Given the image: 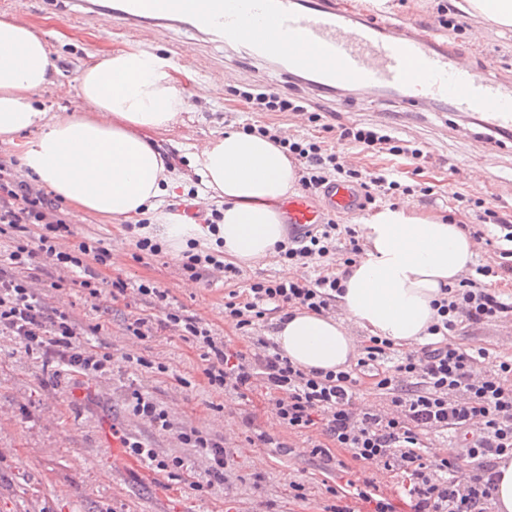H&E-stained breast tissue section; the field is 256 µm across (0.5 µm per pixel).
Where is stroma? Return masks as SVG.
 Segmentation results:
<instances>
[{
    "label": "stroma",
    "instance_id": "35a3bbf8",
    "mask_svg": "<svg viewBox=\"0 0 512 512\" xmlns=\"http://www.w3.org/2000/svg\"><path fill=\"white\" fill-rule=\"evenodd\" d=\"M25 10L31 25L53 50L60 71L55 85L42 94L39 106L67 112L80 106L76 77L94 55L113 50L145 48L168 60L187 99V107L169 129L150 138L185 186L199 177L190 155L213 134L239 130L244 124L274 122L301 135L318 134V127L299 126L287 113L248 112L224 79L236 67L239 83L255 80L247 44L225 50L219 38L204 31L189 37L180 25L144 30L118 25L104 0H0V15ZM469 26H482L468 17ZM484 38L473 47L471 61L490 74L512 77V33L482 26ZM313 103L338 115L340 122L381 123L393 135L423 142L431 159L421 173L403 159L366 155L371 169H394L395 179L433 186L428 197L413 198L418 209L452 213L464 224L477 220L455 194L492 202L512 220V148L477 146L478 127L467 112H405L393 101L374 98L355 87L339 95L318 93ZM464 171L463 182L448 178L449 166ZM77 238L99 240L109 250L107 264L96 265L99 294L86 298L78 289L56 287L59 270H50L36 289L48 307L73 312L83 329H94L90 341L112 354V371L101 377L61 376L51 381L37 356L25 353L13 337L0 334V512H327L334 504L328 493L335 484L318 459L304 450L301 436L288 432L262 396L244 405L229 391L207 387L199 349L180 340L175 331L160 329L141 343L133 342L127 320L143 303L137 288L153 283L167 290L166 307H181L200 317L213 334L236 348L248 340L224 318L223 281L194 282L179 269V251L164 247L157 257L140 255L121 222L68 208ZM130 290L126 303H113L109 291L115 278ZM460 346L480 345L491 356L512 348V320L474 329L460 326L453 336ZM140 391L164 409L171 423L164 431L133 416L132 391ZM253 426H245L247 413ZM193 428L221 436L231 455L224 477L212 479L205 455L180 443V431ZM265 433L285 445L276 451L257 439ZM122 436L155 449L159 459L182 458V480L146 467L137 458L123 469L112 464V438ZM303 485L295 497L294 485Z\"/></svg>",
    "mask_w": 512,
    "mask_h": 512
}]
</instances>
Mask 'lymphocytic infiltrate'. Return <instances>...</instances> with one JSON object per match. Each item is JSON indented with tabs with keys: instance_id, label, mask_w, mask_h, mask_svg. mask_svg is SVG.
<instances>
[{
	"instance_id": "obj_1",
	"label": "lymphocytic infiltrate",
	"mask_w": 512,
	"mask_h": 512,
	"mask_svg": "<svg viewBox=\"0 0 512 512\" xmlns=\"http://www.w3.org/2000/svg\"><path fill=\"white\" fill-rule=\"evenodd\" d=\"M236 94L247 111L288 112L320 124L322 136L306 138L266 125L245 126L246 131L268 137L284 149L310 197H318L334 182L350 184L367 206L382 195L411 194V187L386 174L350 163L343 151L347 145L363 153L402 157L418 168L429 161L430 154L421 143L393 136L387 126L324 122L305 97L284 96L259 83L242 85ZM14 164V159L0 156V236L11 242L9 252L0 253V334L14 336L26 352L39 355L43 367L54 376L102 374L112 366L111 353L86 342L69 313L49 310L34 285L51 265L73 270L69 285L97 295L84 258L93 255L103 265L109 253L98 240L61 250L60 240L73 234L69 218L42 187L19 179ZM474 205L480 228L473 238L492 247L496 261L476 266L454 287L444 288L443 298L433 303L437 320L427 328L429 342L401 357L396 365L387 363L392 341L372 336L357 369L306 371L283 356L274 341L253 334L256 326L273 315L284 322L296 310L323 316L333 312L345 292V270L362 257L364 248L355 228L340 226L332 218L277 247L280 260L292 267L321 261L316 277L254 281L245 292H229L224 317L241 336L251 339L253 355L233 348L223 337L213 335L200 318L180 308L167 309L161 320L137 311L127 330L140 340L151 337L157 326L176 330L183 342L200 349L203 375L210 387L232 390L245 401L256 389H264L280 423L288 431L307 434L309 456L319 459L327 472L343 475L342 485L330 489L337 503L329 512H354L350 505L354 499L368 504V512H396L394 504L381 495L375 478L358 482L345 477L346 466L337 457L341 450L398 478L399 493L408 498L411 512H491L496 462L512 457V360L485 368L486 348L464 350L450 337L464 323L478 326L512 318V302H504L490 283L491 278L512 275V222L483 199H475ZM486 224L497 226L498 235L485 237L482 227ZM343 236L349 247L342 264L328 262ZM38 254L45 256L47 266L33 264ZM180 266L196 280L218 274L231 283L242 275L239 267L212 252H184ZM19 268L26 270V277L16 276ZM361 367L376 370L381 408L363 410L357 405V370ZM443 433L456 440L453 456L431 452L432 436ZM464 461L477 468L466 481L458 475Z\"/></svg>"
}]
</instances>
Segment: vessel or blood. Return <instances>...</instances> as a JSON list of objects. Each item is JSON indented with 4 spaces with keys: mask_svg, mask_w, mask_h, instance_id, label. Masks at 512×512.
Here are the masks:
<instances>
[{
    "mask_svg": "<svg viewBox=\"0 0 512 512\" xmlns=\"http://www.w3.org/2000/svg\"><path fill=\"white\" fill-rule=\"evenodd\" d=\"M182 7L183 0H122L115 18L174 22ZM203 25L228 45L250 25L271 32V39L252 43L253 58L291 77L309 74L318 91L351 85L395 98L411 112H473L479 127L512 139V83L473 69L458 46L414 20L380 24L353 12L348 0H222ZM359 211L354 188L340 182L322 205L302 195L283 204L298 232L321 223L325 213L352 218Z\"/></svg>",
    "mask_w": 512,
    "mask_h": 512,
    "instance_id": "b4317fda",
    "label": "vessel or blood"
}]
</instances>
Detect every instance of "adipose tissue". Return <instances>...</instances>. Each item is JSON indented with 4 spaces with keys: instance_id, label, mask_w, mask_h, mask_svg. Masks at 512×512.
<instances>
[{
    "instance_id": "obj_1",
    "label": "adipose tissue",
    "mask_w": 512,
    "mask_h": 512,
    "mask_svg": "<svg viewBox=\"0 0 512 512\" xmlns=\"http://www.w3.org/2000/svg\"><path fill=\"white\" fill-rule=\"evenodd\" d=\"M59 70L45 38L0 18V142L16 144L25 179L43 183L76 209L117 220L155 211L178 248L201 235L199 225L171 221L157 201L179 182L146 138L175 123L185 96L171 65L153 52L121 49L94 57L79 76V96L93 110L51 113L34 101ZM203 186L223 204L218 235L225 257L255 266L285 238L279 204L299 176L284 150L254 133L229 130L192 156ZM365 253L347 275L340 304L374 336L421 342L433 323L432 302L472 264L475 244L456 219L408 204L386 206L361 224ZM346 322L295 311L274 333L281 353L304 370H336L358 354Z\"/></svg>"
}]
</instances>
